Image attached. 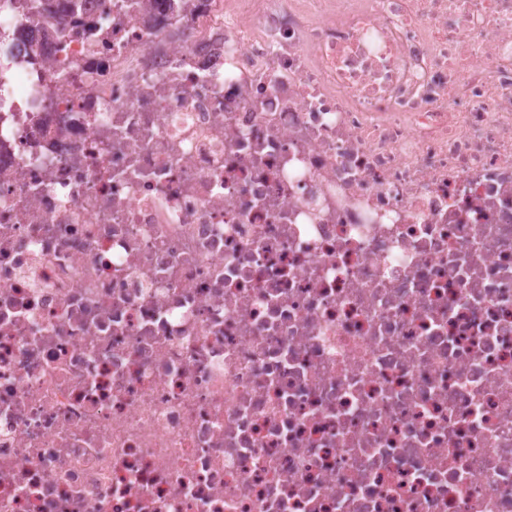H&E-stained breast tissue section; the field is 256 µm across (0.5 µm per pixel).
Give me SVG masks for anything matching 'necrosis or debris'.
<instances>
[{
    "label": "necrosis or debris",
    "mask_w": 512,
    "mask_h": 512,
    "mask_svg": "<svg viewBox=\"0 0 512 512\" xmlns=\"http://www.w3.org/2000/svg\"><path fill=\"white\" fill-rule=\"evenodd\" d=\"M0 512H512V0H0Z\"/></svg>",
    "instance_id": "obj_1"
}]
</instances>
